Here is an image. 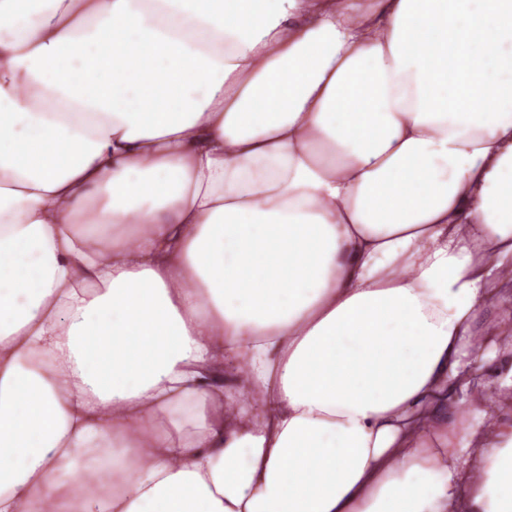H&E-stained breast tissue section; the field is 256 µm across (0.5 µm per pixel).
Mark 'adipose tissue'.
Instances as JSON below:
<instances>
[{"instance_id": "1", "label": "adipose tissue", "mask_w": 512, "mask_h": 512, "mask_svg": "<svg viewBox=\"0 0 512 512\" xmlns=\"http://www.w3.org/2000/svg\"><path fill=\"white\" fill-rule=\"evenodd\" d=\"M511 278L512 0H0V512H512Z\"/></svg>"}]
</instances>
